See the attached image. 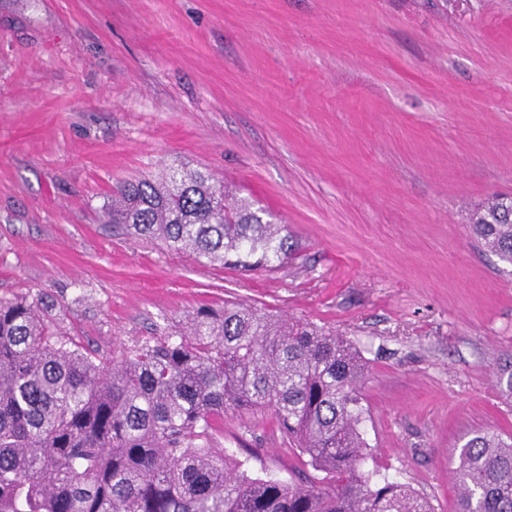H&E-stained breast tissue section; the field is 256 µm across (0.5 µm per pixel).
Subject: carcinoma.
<instances>
[{"mask_svg": "<svg viewBox=\"0 0 512 512\" xmlns=\"http://www.w3.org/2000/svg\"><path fill=\"white\" fill-rule=\"evenodd\" d=\"M105 216L204 266L272 271L292 251L287 225L198 169L116 185ZM471 229L512 263L511 197ZM365 371L346 338L238 302L106 356L69 336L48 293L1 298L0 512H434L364 470ZM497 387L512 397V357ZM267 409L323 478L254 476L216 452L224 414ZM455 478L457 512H512V436L476 433Z\"/></svg>", "mask_w": 512, "mask_h": 512, "instance_id": "1", "label": "carcinoma"}]
</instances>
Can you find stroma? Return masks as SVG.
<instances>
[{
  "label": "stroma",
  "mask_w": 512,
  "mask_h": 512,
  "mask_svg": "<svg viewBox=\"0 0 512 512\" xmlns=\"http://www.w3.org/2000/svg\"><path fill=\"white\" fill-rule=\"evenodd\" d=\"M210 171L288 227L273 272L105 224L118 183ZM512 196V0H0V298L42 290L102 352L236 300L346 337L367 470L456 512L458 450L512 433V265L468 215ZM224 451L290 480L270 412Z\"/></svg>",
  "instance_id": "obj_1"
}]
</instances>
